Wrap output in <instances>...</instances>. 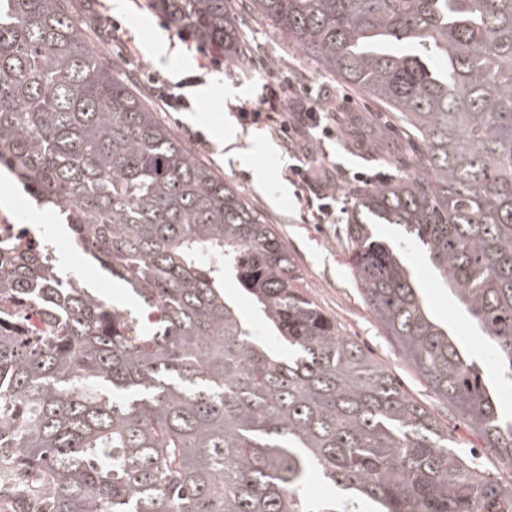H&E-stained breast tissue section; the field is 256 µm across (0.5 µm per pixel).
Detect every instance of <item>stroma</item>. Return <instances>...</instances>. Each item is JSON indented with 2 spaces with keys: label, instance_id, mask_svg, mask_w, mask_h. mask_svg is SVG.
I'll return each instance as SVG.
<instances>
[{
  "label": "stroma",
  "instance_id": "1",
  "mask_svg": "<svg viewBox=\"0 0 512 512\" xmlns=\"http://www.w3.org/2000/svg\"><path fill=\"white\" fill-rule=\"evenodd\" d=\"M68 15L96 54L129 83L156 118L195 158L211 166L236 186L250 207L283 238L294 260L303 295L333 319L342 335L358 342L384 365L401 388L428 409L464 448L479 447L460 416L439 400L425 380L385 336L363 301L352 274L353 249L347 237L348 216L337 213L332 224L315 223L312 210L288 179L289 158L276 134V122L245 123L239 107L260 109L263 88L296 75L313 89L327 88L328 111L336 115V135L325 143L311 142L316 163L334 164L337 198H353L363 182L394 181L401 170L371 162L385 146L405 147L397 119L364 93L339 86L332 75L288 44L257 19L247 0H233L239 29L248 46L246 67L225 59L224 50L180 38L178 30L149 0H125L115 11L113 0H64ZM166 38V57L155 59L153 42ZM149 66L164 80L167 91L181 94L189 109L166 112L150 84L137 75V64ZM233 128L236 140L225 144L224 131ZM406 259L433 316L447 324L460 346L476 359L487 383L498 393L501 409L512 414V386L496 372L492 349L452 296L437 283L433 266L421 248L405 244ZM62 275L78 272L81 286L93 289L114 305L123 300L111 276L81 252L58 255Z\"/></svg>",
  "mask_w": 512,
  "mask_h": 512
}]
</instances>
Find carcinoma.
Segmentation results:
<instances>
[{
  "mask_svg": "<svg viewBox=\"0 0 512 512\" xmlns=\"http://www.w3.org/2000/svg\"><path fill=\"white\" fill-rule=\"evenodd\" d=\"M150 2L246 65L232 0ZM251 8L419 142L410 172L356 191L354 276L403 357L512 469V416L430 315L402 246L373 232L396 225L425 250L512 382V0ZM0 147L42 203L73 209L81 252L131 303L0 240V456L41 473L31 512H512V481L299 291L276 231L112 74L63 0H0ZM314 477L335 492L310 497ZM225 294L237 300L241 313L251 321L257 334H263V317L257 312L253 304L241 294L238 286L231 281L224 285Z\"/></svg>",
  "mask_w": 512,
  "mask_h": 512,
  "instance_id": "1",
  "label": "carcinoma"
}]
</instances>
